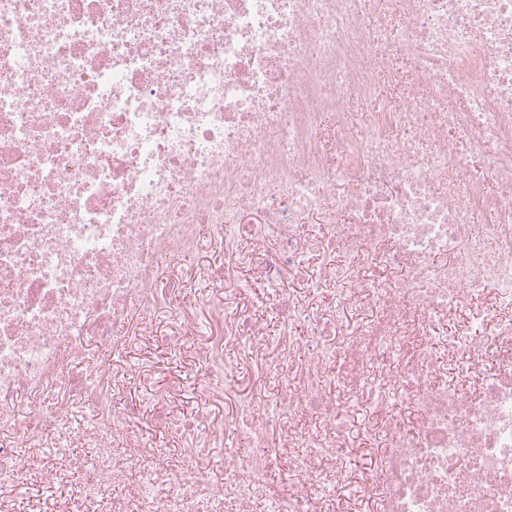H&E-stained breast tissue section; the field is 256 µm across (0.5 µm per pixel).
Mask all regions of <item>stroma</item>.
<instances>
[{"label":"stroma","instance_id":"stroma-1","mask_svg":"<svg viewBox=\"0 0 512 512\" xmlns=\"http://www.w3.org/2000/svg\"><path fill=\"white\" fill-rule=\"evenodd\" d=\"M220 236V231L213 226H200L198 263L190 270L184 269L174 256L160 254L157 258L159 269L177 279L167 309L134 308L128 321L126 346L118 350L94 347L88 352L91 360L109 366L116 377L115 409L137 405L144 435L173 466L179 465L188 442L157 424L159 412L179 417L195 411L208 415L212 422L221 425L236 419L238 394H257L273 403L278 398L280 381L296 380V364L284 363L274 375L265 369L267 354L281 333L270 305L272 297L282 291L288 292L322 316H339L345 325L369 327L377 320L375 313L366 308L338 312L344 282L326 275L325 267L329 264L341 267L346 258L339 253L331 263H324L313 242L306 245L301 268L285 274L274 286L269 285L257 270L260 256H253L250 262L239 265L236 270L238 293L225 295L210 279L211 269L226 263ZM189 299L194 300L195 306L188 323H176L174 311L180 310ZM218 300L224 301L232 314L253 324L260 341L227 346L226 354L236 363L237 375L225 381L223 390L212 391L204 386L208 368L198 352V344L210 331L208 308ZM394 415L400 416L406 428H415L414 415L405 404L398 402L377 407L366 400L346 401L342 422L350 479L326 496V512H369L370 501L356 496L355 487L362 472L379 462L384 451L385 429Z\"/></svg>","mask_w":512,"mask_h":512}]
</instances>
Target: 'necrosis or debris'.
Returning a JSON list of instances; mask_svg holds the SVG:
<instances>
[{"label": "necrosis or debris", "mask_w": 512, "mask_h": 512, "mask_svg": "<svg viewBox=\"0 0 512 512\" xmlns=\"http://www.w3.org/2000/svg\"><path fill=\"white\" fill-rule=\"evenodd\" d=\"M388 71L397 99L351 139L348 103ZM440 99L454 110L436 111ZM328 113L338 128L325 135ZM248 215L276 237L261 261L271 282L299 265L303 219L316 216L322 249L348 261L342 306L380 316L366 332L278 299L276 358L296 361L299 377L275 417L238 397L262 449L226 455L214 481L205 450L223 427L172 420L191 447L164 467L136 408L113 409L111 371L85 355L124 345L132 307H162L156 258L194 263L198 225H235L224 253L246 259ZM374 261L400 277L368 281ZM489 290L512 300V0H0L1 497L72 480L84 512H222L230 494L238 512L259 496L276 512H322L323 493L349 478L342 405L325 379L338 357L348 398L397 390L419 422L387 427L360 480L373 512H512V369L482 368L512 341V322L448 343L459 368L480 371L478 398L440 381L433 359L435 323ZM228 318L212 308L199 351L229 377ZM298 321L302 341L289 334ZM52 382L69 399L39 403ZM77 406L95 416L94 457L43 462ZM307 416L320 427L290 439V488L270 484L269 434ZM135 475L151 491L112 501Z\"/></svg>", "instance_id": "4bbe7bcc"}]
</instances>
